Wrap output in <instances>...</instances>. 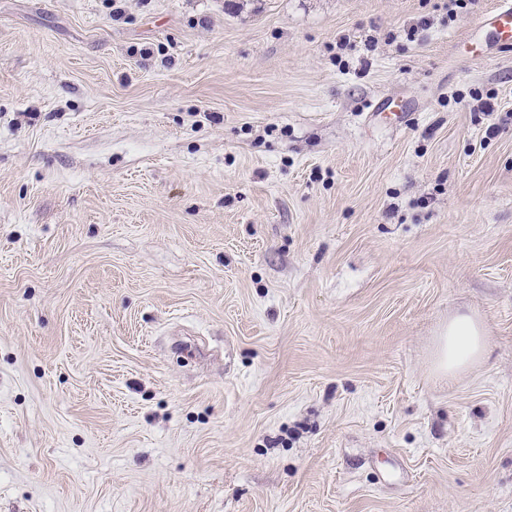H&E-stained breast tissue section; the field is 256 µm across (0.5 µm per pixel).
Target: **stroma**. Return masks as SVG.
Returning <instances> with one entry per match:
<instances>
[{"instance_id": "1", "label": "stroma", "mask_w": 512, "mask_h": 512, "mask_svg": "<svg viewBox=\"0 0 512 512\" xmlns=\"http://www.w3.org/2000/svg\"><path fill=\"white\" fill-rule=\"evenodd\" d=\"M495 3L0 0V512H512ZM487 347L481 321L471 314H456L435 339L434 368L442 375L463 372L483 359Z\"/></svg>"}]
</instances>
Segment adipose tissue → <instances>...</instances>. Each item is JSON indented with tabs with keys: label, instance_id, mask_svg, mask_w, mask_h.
Here are the masks:
<instances>
[{
	"label": "adipose tissue",
	"instance_id": "1",
	"mask_svg": "<svg viewBox=\"0 0 512 512\" xmlns=\"http://www.w3.org/2000/svg\"><path fill=\"white\" fill-rule=\"evenodd\" d=\"M487 347L481 321L467 313L456 314L435 339L434 368L443 375L465 371L483 359Z\"/></svg>",
	"mask_w": 512,
	"mask_h": 512
}]
</instances>
